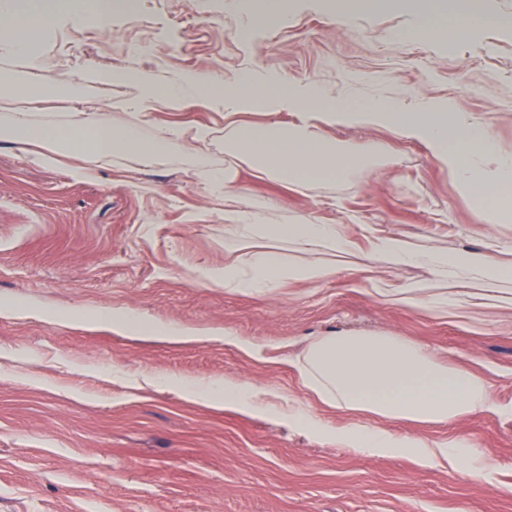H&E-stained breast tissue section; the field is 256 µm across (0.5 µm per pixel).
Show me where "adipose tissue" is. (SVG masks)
Listing matches in <instances>:
<instances>
[{"label":"adipose tissue","instance_id":"obj_1","mask_svg":"<svg viewBox=\"0 0 512 512\" xmlns=\"http://www.w3.org/2000/svg\"><path fill=\"white\" fill-rule=\"evenodd\" d=\"M416 23L400 32L403 41L439 42L449 31L472 35L481 18L465 7L437 10L433 0H414ZM82 19L90 12L111 15L112 0H61L59 8L28 10L16 0H0V50L23 56L31 79L22 94L31 105L50 102L57 91L45 76L39 43L52 31L59 11ZM92 77L101 85L132 82L140 88L142 106L165 99L182 101L209 96L217 81L200 72L176 82L161 84L146 73L101 68ZM224 165L202 168L200 179L208 191L224 201V250L232 257L221 267L196 273L205 287H222L247 294H267L289 282L318 283L335 270L350 268L357 275L365 268L350 263L351 243L339 224H318L304 218L292 223L273 217L268 203L242 209L236 204L240 166L258 177L293 187L315 178H341L372 160L369 145L341 140L339 127H376L395 136L421 143L432 159L490 218L512 222V155L499 152L493 129L471 121L454 99H430L420 111H408L398 98L345 96L327 100L314 83L285 85L259 97L241 91L225 104ZM256 109L287 114L284 122L255 123L248 115ZM0 142L16 145L33 164L52 167L61 158L91 153L93 165L72 168L73 176L91 178L95 166L110 165L121 156L142 166H164V148L147 140L138 125L117 126L105 113L87 111L84 100L71 99L59 125L36 127L30 112L11 113L0 122ZM375 255L389 266L421 264L439 274L451 269H476L493 280H511L512 267H487L478 253L441 254L414 251L402 239L378 240ZM294 367L304 390L316 405L368 414L335 431L315 411L277 391L228 378L209 383L184 384V392L214 406L245 413L276 411L339 448L363 456L407 454L423 466H459L476 480L483 479L494 463L479 448L459 439L430 442L402 436L379 427V420L449 423L456 418L492 407L484 382L472 372L446 366L420 346L402 336L340 333L312 341Z\"/></svg>","mask_w":512,"mask_h":512}]
</instances>
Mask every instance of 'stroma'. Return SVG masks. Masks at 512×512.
Masks as SVG:
<instances>
[{
	"label": "stroma",
	"mask_w": 512,
	"mask_h": 512,
	"mask_svg": "<svg viewBox=\"0 0 512 512\" xmlns=\"http://www.w3.org/2000/svg\"><path fill=\"white\" fill-rule=\"evenodd\" d=\"M258 2L134 0L104 23L61 17L42 40L60 94L38 125L59 123L80 97L116 125L139 122L169 162L136 173L117 157L79 180L67 165L36 167L0 144V512H512V281L452 270L441 282L425 266L377 262L365 275L342 269L268 296L198 286L192 268L226 259L224 204L196 175L197 162L224 164L223 109L162 103L143 124L136 86L108 90L75 74L201 70L229 86L249 72L258 88L273 75L318 82L332 96H398L412 108L451 97L512 155V0H471L492 22L447 44L395 39L414 20L400 0H370L350 16L328 0H290L284 18L246 43L237 32ZM28 72L25 58L0 54V119L28 109L11 91ZM200 125L212 134L193 157L184 148ZM335 134L386 161L294 191L245 168L242 205L266 197L281 218L344 225L357 259L393 235L415 250L480 252L512 267V223H489L421 144L378 128ZM416 287L446 291L447 309L403 304V290ZM104 308L221 337L173 343L116 332L98 321ZM337 332L404 336L479 375L494 408L388 427L462 439L496 469L477 481L407 455H356L269 412L198 404L173 384L229 376L300 398L294 362ZM242 341L258 355L241 351Z\"/></svg>",
	"instance_id": "obj_1"
}]
</instances>
